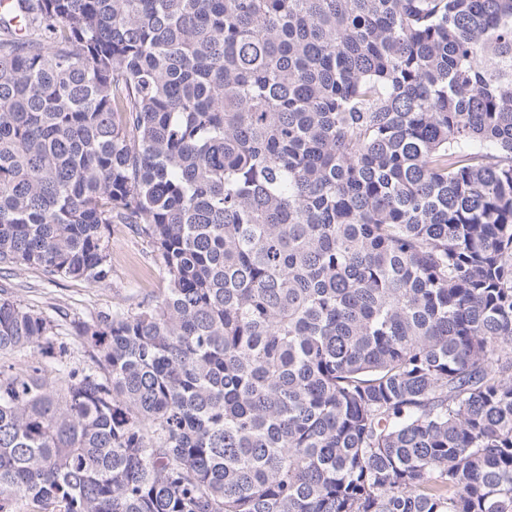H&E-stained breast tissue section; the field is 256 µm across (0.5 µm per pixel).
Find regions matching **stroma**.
Segmentation results:
<instances>
[{
    "label": "stroma",
    "instance_id": "1",
    "mask_svg": "<svg viewBox=\"0 0 512 512\" xmlns=\"http://www.w3.org/2000/svg\"><path fill=\"white\" fill-rule=\"evenodd\" d=\"M110 251L112 273L103 286L72 280L52 282L41 268L30 266L1 271L0 287L33 308L46 311L55 305L85 313L117 304H134L165 288L166 278L151 245L133 233L130 225H112Z\"/></svg>",
    "mask_w": 512,
    "mask_h": 512
}]
</instances>
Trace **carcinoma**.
<instances>
[{"label": "carcinoma", "instance_id": "obj_1", "mask_svg": "<svg viewBox=\"0 0 512 512\" xmlns=\"http://www.w3.org/2000/svg\"><path fill=\"white\" fill-rule=\"evenodd\" d=\"M0 512H512V0H8ZM84 340L80 360L60 320ZM151 245L132 231L129 224H113L110 230L111 278L106 285L58 280L50 282L39 267L1 270L0 286L21 303L50 312V306L68 307L85 313L134 304L166 288V278Z\"/></svg>", "mask_w": 512, "mask_h": 512}]
</instances>
